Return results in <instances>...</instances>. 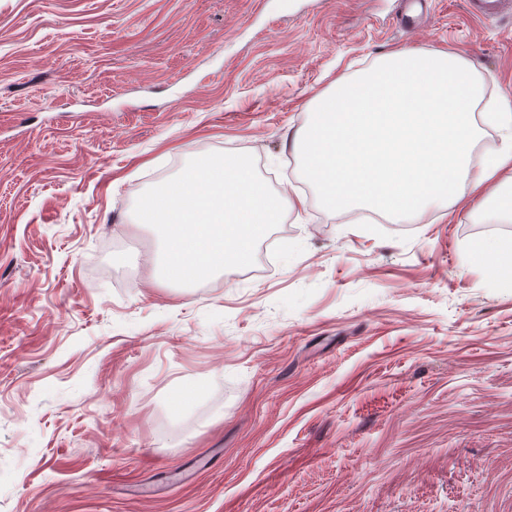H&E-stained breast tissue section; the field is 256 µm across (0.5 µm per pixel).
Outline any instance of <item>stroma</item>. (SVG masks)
Wrapping results in <instances>:
<instances>
[{"mask_svg":"<svg viewBox=\"0 0 512 512\" xmlns=\"http://www.w3.org/2000/svg\"><path fill=\"white\" fill-rule=\"evenodd\" d=\"M402 11L0 0V512H512V288L471 255L512 227L331 215L292 145L398 50L512 94V14ZM211 152L305 205L262 274L170 288L134 204Z\"/></svg>","mask_w":512,"mask_h":512,"instance_id":"35a3bbf8","label":"stroma"}]
</instances>
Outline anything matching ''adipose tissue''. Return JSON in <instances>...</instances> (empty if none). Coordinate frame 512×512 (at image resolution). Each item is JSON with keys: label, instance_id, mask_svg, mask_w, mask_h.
Returning a JSON list of instances; mask_svg holds the SVG:
<instances>
[{"label": "adipose tissue", "instance_id": "ef3b65f1", "mask_svg": "<svg viewBox=\"0 0 512 512\" xmlns=\"http://www.w3.org/2000/svg\"><path fill=\"white\" fill-rule=\"evenodd\" d=\"M483 88L463 57L426 49L388 55L320 94L294 145L331 214L354 206L406 219L427 204H458L512 172V99L487 123L505 140L475 157Z\"/></svg>", "mask_w": 512, "mask_h": 512}]
</instances>
